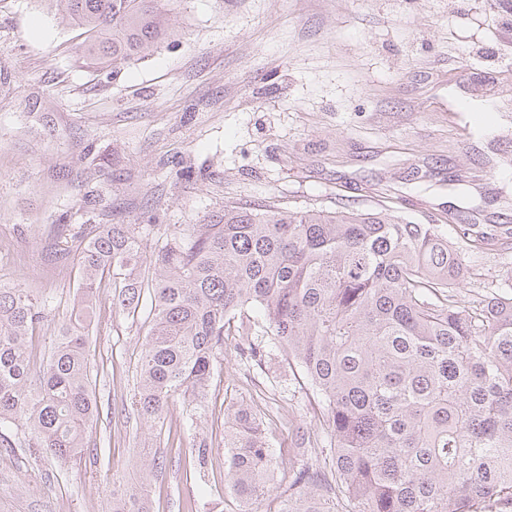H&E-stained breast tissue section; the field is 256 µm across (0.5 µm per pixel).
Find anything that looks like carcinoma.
Masks as SVG:
<instances>
[{"label": "carcinoma", "instance_id": "1", "mask_svg": "<svg viewBox=\"0 0 512 512\" xmlns=\"http://www.w3.org/2000/svg\"><path fill=\"white\" fill-rule=\"evenodd\" d=\"M89 67L116 69L173 42L170 0H63ZM153 224H95L77 252L80 298L51 354L28 339L54 320L48 299L0 288V447L80 457L99 414L88 337L97 282L149 330L133 397L163 429L175 397L196 422L224 332L256 365L270 352L302 370L320 414L288 455L277 512H512V285L462 301L471 253L497 243L481 224L456 240L435 224L374 211L224 207L147 251ZM224 486L231 512H260L282 462L265 417L244 400L224 406ZM212 455L205 438L192 462ZM164 467L140 461L139 480L112 489V512H149L144 487Z\"/></svg>", "mask_w": 512, "mask_h": 512}]
</instances>
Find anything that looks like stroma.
<instances>
[{
	"label": "stroma",
	"mask_w": 512,
	"mask_h": 512,
	"mask_svg": "<svg viewBox=\"0 0 512 512\" xmlns=\"http://www.w3.org/2000/svg\"><path fill=\"white\" fill-rule=\"evenodd\" d=\"M177 41L131 65L89 68L76 29L43 0H0V285L51 298L46 356L77 303L76 235L87 224H150V247L232 205L389 208L455 237L454 212L512 228V10L498 0H174ZM462 299L507 283L512 251L470 256ZM98 293L90 344L99 417L91 449L58 465L0 447V512H111L113 483L168 451L147 487L153 512H224V399L289 426L318 399L282 357L249 366L224 339L201 423L181 401L169 438L132 406L147 312ZM206 437L194 469L184 452Z\"/></svg>",
	"instance_id": "1"
}]
</instances>
